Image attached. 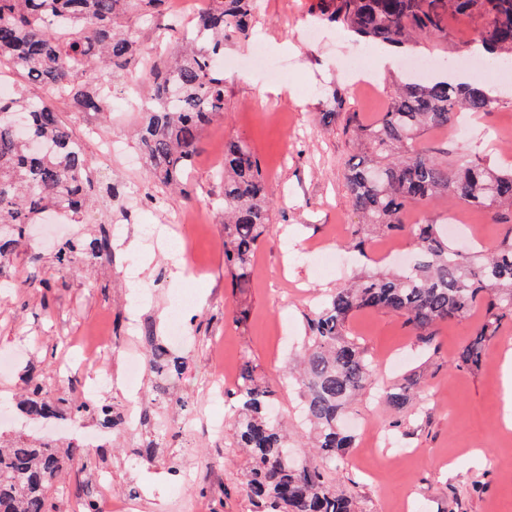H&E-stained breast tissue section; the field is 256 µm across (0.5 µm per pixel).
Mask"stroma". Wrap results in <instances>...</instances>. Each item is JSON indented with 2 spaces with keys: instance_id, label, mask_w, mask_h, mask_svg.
Instances as JSON below:
<instances>
[{
  "instance_id": "stroma-1",
  "label": "stroma",
  "mask_w": 512,
  "mask_h": 512,
  "mask_svg": "<svg viewBox=\"0 0 512 512\" xmlns=\"http://www.w3.org/2000/svg\"><path fill=\"white\" fill-rule=\"evenodd\" d=\"M312 3L256 0L252 39L225 47L227 112L202 136L187 195L152 187L143 165L128 166L124 155L105 156L97 141L87 142L89 154L99 161L101 182L121 181L126 190L137 192L139 202L132 206L124 197H103L93 219L72 227L80 236L104 224L115 228L120 239L113 244L112 264L89 272L78 269L63 284L54 281L50 264L35 268L22 255L8 268L11 278L34 275L50 285L35 293L0 297V347L28 351L21 366L0 371V401L15 403L27 375L78 365L82 355L67 345V337L93 340L107 335L114 347L142 353L147 348L143 328L149 324L160 340H168L171 309L189 282L178 265L167 264L166 248L146 242L144 231L167 213L182 210L196 213L205 226L194 247L206 275L199 289L201 302L183 315L187 342L180 347L186 360L181 395L193 399L195 409H204L201 393L219 360L237 371L250 364L258 381L277 388L275 405L289 436L302 437L298 387L284 367L302 350L309 310L359 272L355 266L336 269L323 249L324 243L349 238L359 222L344 181L353 152L346 121H377L388 109L406 64L400 57L378 68L373 48L358 43L340 25L322 27L319 40H308L304 30L315 21ZM478 24L475 18L464 25L449 21L447 39L422 46L421 55L461 68V45ZM258 41L269 57L291 58L288 74L244 71L242 64ZM467 76L491 87L499 105L469 123L466 140L485 142L486 158L504 163L512 154V73L487 62L468 70ZM124 90L123 83H116L111 119L99 124L98 133L132 154L143 112L123 101ZM326 112L334 113L332 122H324ZM231 138L246 141L259 158L274 203L273 221L247 288L234 287L224 267L219 171L224 143ZM457 212L466 214L467 233L485 246L501 236L486 214L454 197L417 206L412 214L440 224ZM131 262L138 265L135 284L124 277ZM479 320L475 312L440 326L434 354L424 356L396 316L363 310L352 317L351 334L380 361L384 379H416L426 400L413 434L398 437L397 449L379 460L389 474L387 485L372 484L359 469L369 453L364 438L348 450L342 485L356 494L362 512H392L402 499L421 504L422 512H512V444L504 434L500 399L501 361L512 349V321L489 342L483 369L472 372L458 367L455 356ZM181 421L180 411H164L154 423L117 433L113 442L92 449L90 467L71 458L55 498L57 512H85L89 501L97 512H113L115 499L130 492L140 498L139 512H251L242 490V461L224 454L230 433L203 434L189 443L180 435ZM154 433L160 446L151 465L140 452ZM470 448L479 449L481 459L463 462L455 474H448L449 458ZM100 469L110 471L111 480L90 484L89 475Z\"/></svg>"
}]
</instances>
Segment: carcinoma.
Segmentation results:
<instances>
[{
  "mask_svg": "<svg viewBox=\"0 0 512 512\" xmlns=\"http://www.w3.org/2000/svg\"><path fill=\"white\" fill-rule=\"evenodd\" d=\"M167 0H0V68L54 89L56 99L110 119L107 74L139 83L148 74L150 105L137 130V147L149 179L162 189L179 188L193 168L205 130L224 116V69L212 59L224 56V44L248 37L255 0H208L196 26L201 43H182L164 57L144 59L128 23L153 16ZM484 16V25L461 49L487 60L512 58V0H315L313 15L343 25L367 44L403 48L448 38V18L466 21ZM439 77L408 82L396 91L387 112L370 125L349 121L355 154L345 168V183L358 225L348 248L369 251L366 231L410 230L416 254L405 272L378 271L338 288L306 318L308 336L295 372L304 420L312 436L315 461H301L290 448L282 420L275 415L276 390L257 381L251 366L242 369L232 418L231 454L243 452L244 491L252 512H359L356 499L340 487L346 450L355 435L345 426L352 404L374 394L377 365L358 338L349 335L350 319L360 310L392 313L402 320L423 350L439 325L483 310V320L456 355L461 367L477 370L486 343L505 320L512 321V165L486 163L464 142L431 147L425 131L460 125L464 113L490 111L497 100L479 83ZM222 203L224 267L237 287L246 288L254 258L272 223L268 179L252 149L241 140L224 144ZM101 192L95 160L64 121L51 100L35 101L25 90L0 99V272L21 252L41 261L30 238L43 215L62 210L84 217ZM455 194L472 209L486 211L505 228L502 241L488 249L464 251L448 244L440 224H411L403 216L412 207ZM112 261V241L61 240L52 257L55 277L66 279L78 268ZM6 287L32 293L48 284L38 278ZM153 375L145 393L143 420L171 406L185 407L172 383L185 361L157 343L145 329ZM384 400L396 413L423 412L422 398L408 380L385 386ZM18 409L32 422L73 415L102 418L108 429L124 419L105 406L76 402L56 389L47 374L29 378ZM67 461L52 439L20 434L0 444V512H54V495Z\"/></svg>",
  "mask_w": 512,
  "mask_h": 512,
  "instance_id": "cac0c4a2",
  "label": "carcinoma"
}]
</instances>
